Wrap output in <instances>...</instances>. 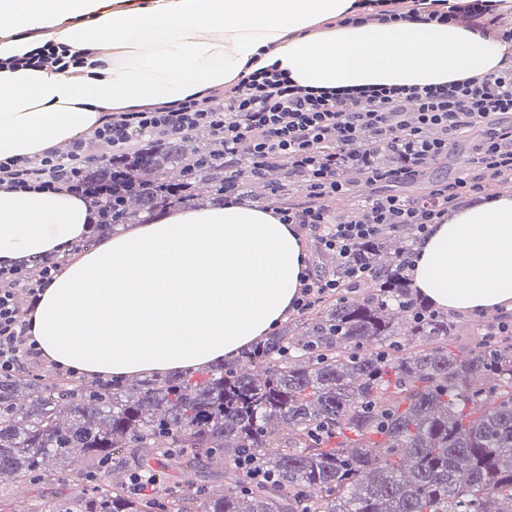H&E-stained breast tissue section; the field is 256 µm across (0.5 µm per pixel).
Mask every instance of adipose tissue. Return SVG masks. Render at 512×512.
<instances>
[{
  "label": "adipose tissue",
  "instance_id": "adipose-tissue-1",
  "mask_svg": "<svg viewBox=\"0 0 512 512\" xmlns=\"http://www.w3.org/2000/svg\"><path fill=\"white\" fill-rule=\"evenodd\" d=\"M458 0H0V158L65 147L107 112L238 83L277 64L345 89L483 79L512 70V40L430 17ZM92 71L13 66L44 42ZM90 203L0 188V267L85 237ZM412 286L443 311L512 309V192L477 197L416 246ZM308 248L272 208L229 202L136 224L79 254L28 313L43 357L91 377L201 369L266 335L301 295Z\"/></svg>",
  "mask_w": 512,
  "mask_h": 512
}]
</instances>
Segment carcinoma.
<instances>
[{
    "label": "carcinoma",
    "instance_id": "carcinoma-1",
    "mask_svg": "<svg viewBox=\"0 0 512 512\" xmlns=\"http://www.w3.org/2000/svg\"><path fill=\"white\" fill-rule=\"evenodd\" d=\"M214 140L142 147L89 172L112 180L119 224L193 197L224 200ZM405 239L381 235L361 259L378 276L298 323L201 371L111 385L0 377V512H512V339L464 347L470 328L433 313L397 272ZM288 427V436L279 435ZM257 458L221 484L212 466ZM177 472L149 496L128 476ZM25 479L29 497L7 498Z\"/></svg>",
    "mask_w": 512,
    "mask_h": 512
}]
</instances>
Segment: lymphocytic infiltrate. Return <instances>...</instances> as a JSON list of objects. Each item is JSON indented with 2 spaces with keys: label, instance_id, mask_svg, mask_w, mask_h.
I'll use <instances>...</instances> for the list:
<instances>
[{
  "label": "lymphocytic infiltrate",
  "instance_id": "f902f5d3",
  "mask_svg": "<svg viewBox=\"0 0 512 512\" xmlns=\"http://www.w3.org/2000/svg\"><path fill=\"white\" fill-rule=\"evenodd\" d=\"M512 70L452 85L383 86L351 92L316 90L296 84L276 66L255 70L239 83L204 91L179 104L152 103L131 112L109 113L67 154L0 159V186L27 192H67L101 208L112 186L92 180L99 158L96 143L124 156L143 142L156 143L210 129L224 142L225 201L244 200L245 179L263 175L267 164L282 162L302 179V200L284 204L282 223L310 231L319 249L336 262V273L308 274L297 311L320 295L338 292L342 282L372 277L357 256L361 247L389 229L415 226L427 234L447 220L463 199L485 193L488 179L512 178ZM483 128L470 178L435 184L421 198L375 194L362 200L359 215L332 219L324 200L349 192V171L367 183L408 181L446 158L448 143L466 129ZM61 268L42 261L36 276L25 266L0 269V376L38 368L40 350L15 303L13 283L25 282L38 297Z\"/></svg>",
  "mask_w": 512,
  "mask_h": 512
}]
</instances>
